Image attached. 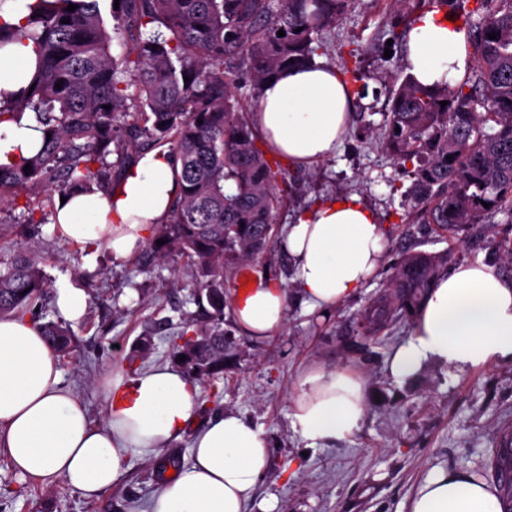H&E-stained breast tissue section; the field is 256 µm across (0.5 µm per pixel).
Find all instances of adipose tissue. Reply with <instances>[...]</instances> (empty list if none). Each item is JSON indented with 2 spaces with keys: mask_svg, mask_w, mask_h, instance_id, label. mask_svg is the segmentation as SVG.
Segmentation results:
<instances>
[{
  "mask_svg": "<svg viewBox=\"0 0 512 512\" xmlns=\"http://www.w3.org/2000/svg\"><path fill=\"white\" fill-rule=\"evenodd\" d=\"M467 30L449 11L419 16L408 34L404 66L422 86L455 85L469 64ZM32 45L0 47V102L27 88L35 72ZM353 93L323 62L281 71L263 83L252 128L267 150L293 168L333 156L352 117ZM42 143L31 116L0 121V165L34 153ZM181 162L167 149L142 155L109 194H67L54 227L90 252L113 260L136 253L166 220L180 189ZM386 233L356 195L327 198L284 225L279 241L304 304L322 313L355 297L379 269ZM288 293L260 276L238 291L233 315L241 335L260 340L281 329ZM512 360V282L481 262L435 277L408 339L388 360L402 383L429 367L464 372ZM104 424H93L61 381L58 358L38 324L25 316L0 320V447L20 476L48 488L66 485L95 496L110 488L130 455L150 454L180 439L195 416L200 388L182 371L156 367L127 378L118 369L102 380ZM367 412V382L343 367L312 366L297 380L293 430L311 445L350 438ZM269 466L265 432L233 411L211 416L192 437L191 460L165 479L149 512H245ZM407 512H501L495 486L445 465L434 466L406 504Z\"/></svg>",
  "mask_w": 512,
  "mask_h": 512,
  "instance_id": "adipose-tissue-1",
  "label": "adipose tissue"
}]
</instances>
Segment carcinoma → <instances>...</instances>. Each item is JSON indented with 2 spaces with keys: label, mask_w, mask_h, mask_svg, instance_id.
I'll return each instance as SVG.
<instances>
[{
  "label": "carcinoma",
  "mask_w": 512,
  "mask_h": 512,
  "mask_svg": "<svg viewBox=\"0 0 512 512\" xmlns=\"http://www.w3.org/2000/svg\"><path fill=\"white\" fill-rule=\"evenodd\" d=\"M103 2L35 0L25 23L0 22V46L26 40L38 54L34 90L3 105L0 118L32 113L50 135L33 155L0 165V202L41 184L61 162L62 191L111 192L148 150L142 134L169 144L182 163L181 191L156 226L152 253L192 260L204 316L187 323L193 334L168 337L169 350L176 360L185 356L189 375L210 377L224 371L231 340L222 328L224 272L265 251L281 199L237 89L249 88L255 104L265 80L312 62L319 37L352 0H110V29ZM465 26L473 64L463 79L426 88L405 77L389 94L384 133L386 150L413 179L409 200L423 222L453 234L499 214L512 222V0H475ZM114 34L123 46L118 58ZM112 145L120 155L115 176L104 166ZM441 264L426 252L401 259L388 284L400 308L418 307ZM45 288L39 262L16 257L0 271V319L37 315ZM41 328L57 352L71 351L67 326Z\"/></svg>",
  "instance_id": "cac0c4a2"
}]
</instances>
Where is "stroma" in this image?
<instances>
[{"label": "stroma", "mask_w": 512, "mask_h": 512, "mask_svg": "<svg viewBox=\"0 0 512 512\" xmlns=\"http://www.w3.org/2000/svg\"><path fill=\"white\" fill-rule=\"evenodd\" d=\"M429 0H355L347 14L322 36L317 57L347 66L360 79L353 125L334 156L309 168H285V191L275 226L326 198L355 194L378 214L388 241L380 271L354 299L329 317L303 309L294 274L277 243L247 263L250 273L284 279L288 309L280 332L263 340L236 335L228 361L214 381H201V394L218 391L219 410L243 414L269 441V467L259 479L247 512H401L429 469L444 463L473 473L488 471L507 427L512 426V361H498L457 375L429 368L397 383L387 374L394 346L407 339L412 315L395 312L379 340L363 335L359 320L382 296L396 259L406 251L445 255L443 270L463 262L492 263L498 240L512 238V223L497 216L468 235H452L417 223L403 193L411 180L386 152L382 137L385 103L392 85L406 76L403 49L393 43L398 21L429 10ZM392 56H385V49ZM59 182L48 190L21 191L0 208V270L20 254L36 258L48 279L41 298L42 321H60L53 305L58 286L69 284L88 296L84 316L69 322L72 353L60 356L64 386L104 424L107 401L100 379L112 369L146 370L170 363L167 338L182 330L197 310L196 280L184 257L153 259L149 248L130 261L116 262L99 251L86 264L85 250L60 237L52 225ZM152 339L140 354L141 337ZM348 367L368 382V412L348 440L307 448L291 426L296 381L310 365ZM191 434L171 448L131 455L119 480L87 497L65 486L42 487L21 479L0 451V512H145L167 471L189 463Z\"/></svg>", "instance_id": "stroma-1"}]
</instances>
